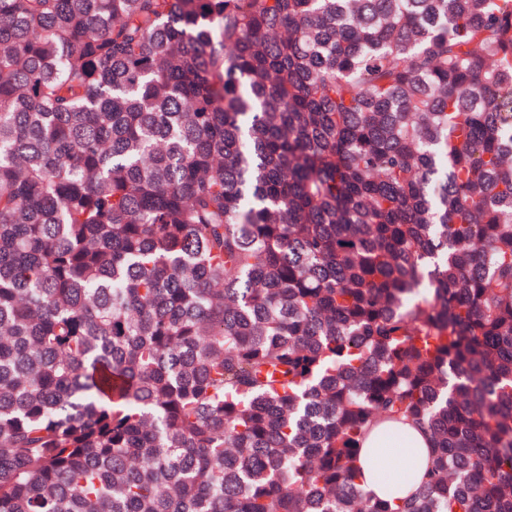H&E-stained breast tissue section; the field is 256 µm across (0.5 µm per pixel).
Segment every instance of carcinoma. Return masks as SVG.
<instances>
[{"instance_id":"cac0c4a2","label":"carcinoma","mask_w":512,"mask_h":512,"mask_svg":"<svg viewBox=\"0 0 512 512\" xmlns=\"http://www.w3.org/2000/svg\"><path fill=\"white\" fill-rule=\"evenodd\" d=\"M0 512H512V0H0ZM384 429L385 424L374 427L369 433L368 438L364 444L365 448H375L374 452H371L366 464L362 458L360 460L361 470L364 477V486L368 491L372 492L377 497L383 498L391 495L404 496L412 492L417 486L418 480L427 466L426 457L428 452L431 450V442L429 436L425 432H421L414 426L406 424L404 425V428H398L404 432L410 440V444L403 447L422 448L424 459L419 466L415 480L403 490L397 491L395 487L377 483L373 474L376 468L390 467L394 462L396 453L394 451H386L382 448L399 447L383 444L381 434Z\"/></svg>"}]
</instances>
